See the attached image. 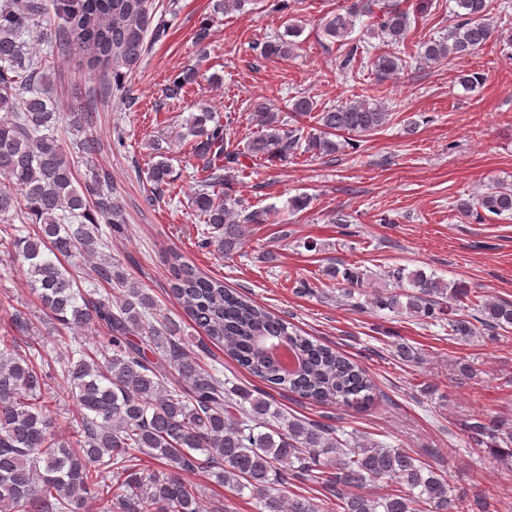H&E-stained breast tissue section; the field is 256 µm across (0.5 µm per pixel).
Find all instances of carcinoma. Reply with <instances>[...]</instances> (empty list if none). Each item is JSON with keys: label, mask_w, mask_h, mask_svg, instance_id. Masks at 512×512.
<instances>
[{"label": "carcinoma", "mask_w": 512, "mask_h": 512, "mask_svg": "<svg viewBox=\"0 0 512 512\" xmlns=\"http://www.w3.org/2000/svg\"><path fill=\"white\" fill-rule=\"evenodd\" d=\"M252 2L213 0L212 16L243 12ZM454 2L448 35L421 42V59L472 55L494 38L512 44V33H499L490 20L489 0ZM52 7L50 21L41 0H0V220L18 217L31 224L13 246L27 263L30 286L56 332L103 328L106 338L79 345L77 358L62 363L66 390L81 416L74 441L64 442L52 433L54 411L44 395L46 374L36 365L43 353L35 324L26 311L13 314L12 325L26 337L27 350L17 349L16 337L0 336V512H78L93 499L105 501L106 512H201L186 482L197 472L238 495L249 492L260 512H319L302 495L282 497L280 487L308 479L328 492L324 512H418L421 504L428 512H490L487 498L468 499L400 448L341 441L333 428L298 418L286 421L272 408L270 397L277 390L352 409L371 401L372 381L348 356L300 335L173 252L167 259L170 290L185 314L224 347L227 357L265 384L253 390L229 387L219 368H207L188 353L181 323L158 318L152 295L128 281L118 259L98 250L123 233L124 204L107 170L93 168L79 176L57 129L68 118L81 158L98 154L103 142L94 132L96 100L125 89L122 69L139 67L146 37L164 38L168 25L153 23L152 0H53ZM364 16L369 18L366 36L395 47L407 39L411 22L399 0H351L345 13L325 22L324 31L345 42ZM35 30L52 49L86 52L88 63L101 71V91L89 104L61 112L51 92L48 59L33 56L24 39ZM301 32L298 23L288 21L283 34L264 43L262 55L292 56ZM363 59L358 43H350L340 68L352 71ZM371 66L384 78L400 70L402 59L384 51ZM198 78L194 66L181 67L169 76L166 97H180ZM288 110L295 120L308 117L315 125L289 127L274 104L257 99L251 112L258 130L244 153L225 141L224 124L208 108L200 107L186 120L187 134L194 137L192 154L203 173L192 188L191 204L219 231L200 240L201 247L232 256L256 225L269 220L271 212L250 211L231 194L232 171L243 154L270 163L302 153L331 156L341 149L336 138L354 136L349 145L355 149L358 138L381 129L392 115L382 101L359 99L320 109L305 95L290 97ZM153 150L156 161L148 181L159 200L173 170L163 147L157 143ZM481 209L512 214V186L493 184L456 204L464 218H481ZM84 256L99 257L93 278L120 287L117 300L82 292L62 264ZM326 275L346 285L341 294L346 301L367 278L356 267L336 263ZM386 277L397 287L375 298L380 308L445 321L453 337L475 335L467 314L445 313L451 298L480 313L478 322L492 331H512L511 302L486 300L422 270L406 274L399 268ZM404 281L409 287L402 286ZM167 364L177 374L171 388ZM483 446L512 455V429L482 413L472 415L465 447ZM143 455L164 462V472H145ZM378 480L387 490L367 492L368 483Z\"/></svg>", "instance_id": "cac0c4a2"}]
</instances>
